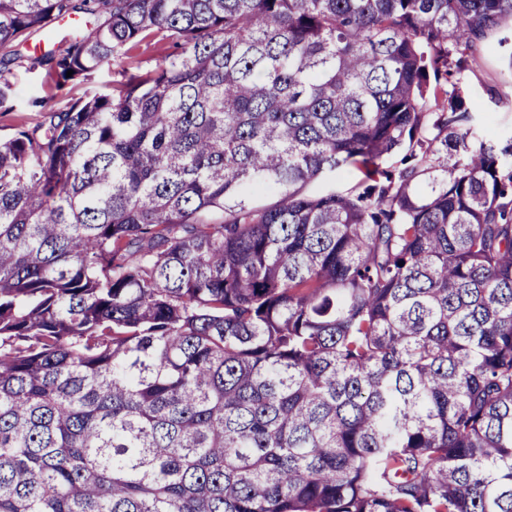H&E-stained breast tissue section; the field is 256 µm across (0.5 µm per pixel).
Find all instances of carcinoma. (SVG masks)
<instances>
[{
	"label": "carcinoma",
	"mask_w": 512,
	"mask_h": 512,
	"mask_svg": "<svg viewBox=\"0 0 512 512\" xmlns=\"http://www.w3.org/2000/svg\"><path fill=\"white\" fill-rule=\"evenodd\" d=\"M79 12L0 63L174 52L0 139V512H512V136L447 89L512 0H0V49ZM362 175L356 168L336 171L327 175L320 182L309 186L306 193L313 194L325 189H336V191L361 190Z\"/></svg>",
	"instance_id": "1"
}]
</instances>
